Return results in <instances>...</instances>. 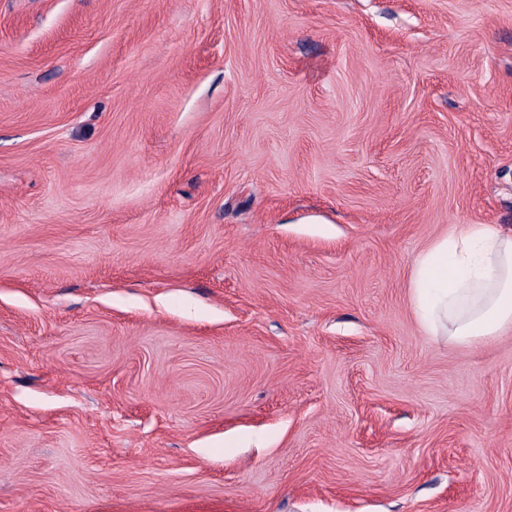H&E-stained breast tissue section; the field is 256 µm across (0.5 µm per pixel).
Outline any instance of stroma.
Listing matches in <instances>:
<instances>
[{"mask_svg": "<svg viewBox=\"0 0 512 512\" xmlns=\"http://www.w3.org/2000/svg\"><path fill=\"white\" fill-rule=\"evenodd\" d=\"M512 0H0V512H512ZM416 320L430 336L469 345L512 328V235L493 224H455L414 259Z\"/></svg>", "mask_w": 512, "mask_h": 512, "instance_id": "obj_1", "label": "stroma"}]
</instances>
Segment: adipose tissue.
<instances>
[{
	"label": "adipose tissue",
	"instance_id": "1",
	"mask_svg": "<svg viewBox=\"0 0 512 512\" xmlns=\"http://www.w3.org/2000/svg\"><path fill=\"white\" fill-rule=\"evenodd\" d=\"M410 298L421 328L469 345L512 328V235L457 224L414 259Z\"/></svg>",
	"mask_w": 512,
	"mask_h": 512
}]
</instances>
